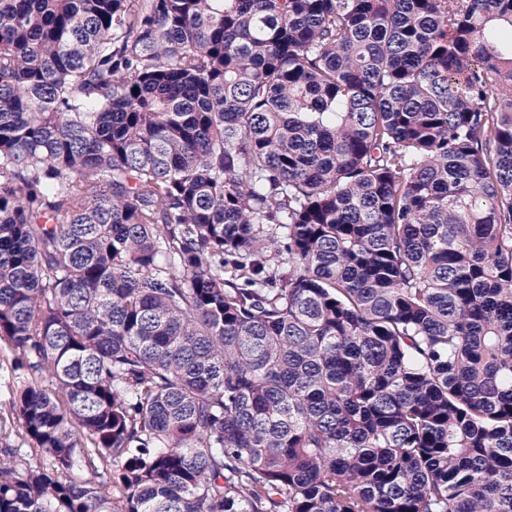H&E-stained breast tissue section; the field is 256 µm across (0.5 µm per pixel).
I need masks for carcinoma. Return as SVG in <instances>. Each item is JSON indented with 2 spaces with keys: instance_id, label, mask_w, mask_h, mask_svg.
Instances as JSON below:
<instances>
[{
  "instance_id": "carcinoma-1",
  "label": "carcinoma",
  "mask_w": 512,
  "mask_h": 512,
  "mask_svg": "<svg viewBox=\"0 0 512 512\" xmlns=\"http://www.w3.org/2000/svg\"><path fill=\"white\" fill-rule=\"evenodd\" d=\"M0 341V512H512V0H0ZM12 361V355L4 342H0V365L2 364V370H0V403L2 401V417L4 423H6L7 430L13 428V432H17V427L13 424L8 407H5V401L9 397L8 393V381H9V370Z\"/></svg>"
}]
</instances>
